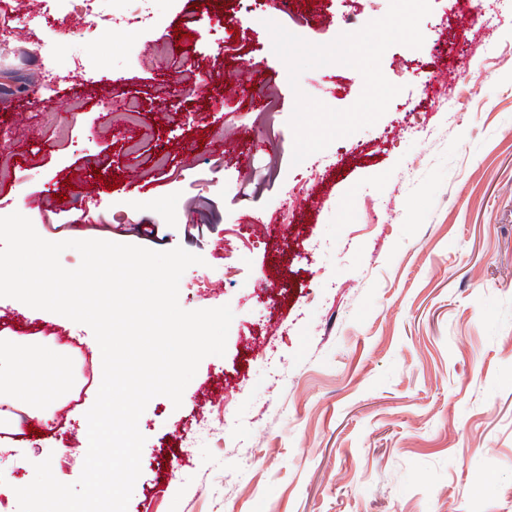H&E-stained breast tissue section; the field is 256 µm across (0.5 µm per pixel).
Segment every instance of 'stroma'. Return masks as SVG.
Wrapping results in <instances>:
<instances>
[{
  "label": "stroma",
  "mask_w": 512,
  "mask_h": 512,
  "mask_svg": "<svg viewBox=\"0 0 512 512\" xmlns=\"http://www.w3.org/2000/svg\"><path fill=\"white\" fill-rule=\"evenodd\" d=\"M389 2L292 0L285 21L327 44ZM222 3L146 0L150 23L83 36L46 31L72 0H36L30 22L0 0V77L24 79L0 92V216L52 242L182 247L203 262L180 306L234 313L181 406L157 396L141 415L127 512H512V0L466 14L431 0L422 47L382 57L402 88L386 113L297 166L296 91L345 109L363 77L329 64L291 87L271 10L234 0L230 25ZM116 78L135 126L102 104ZM48 108L55 126L29 135ZM295 187L302 204L285 208ZM0 307L15 314L0 336L94 339L16 299ZM96 395L65 427L0 438L9 512L44 450L63 449L60 480H78Z\"/></svg>",
  "instance_id": "35a3bbf8"
}]
</instances>
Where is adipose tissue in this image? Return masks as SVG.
<instances>
[{
	"instance_id": "adipose-tissue-1",
	"label": "adipose tissue",
	"mask_w": 512,
	"mask_h": 512,
	"mask_svg": "<svg viewBox=\"0 0 512 512\" xmlns=\"http://www.w3.org/2000/svg\"><path fill=\"white\" fill-rule=\"evenodd\" d=\"M30 366L43 372H53L64 366L60 352L31 344L14 336L0 338V428L17 431L18 413L30 410L38 419L52 421V410L62 403V392H50L34 398L19 385V370Z\"/></svg>"
}]
</instances>
